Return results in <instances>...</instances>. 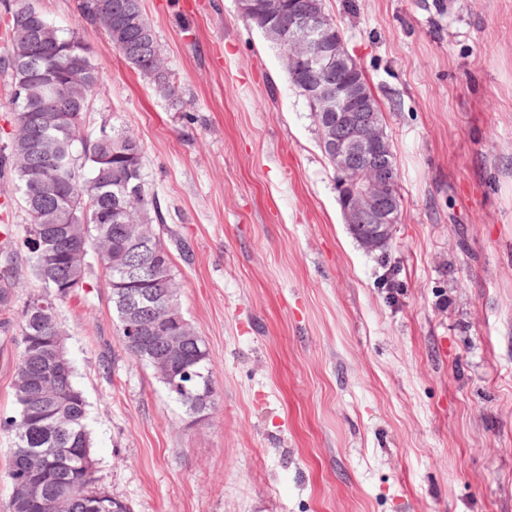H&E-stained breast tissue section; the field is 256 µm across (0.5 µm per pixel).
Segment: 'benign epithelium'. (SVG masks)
Segmentation results:
<instances>
[{
  "label": "benign epithelium",
  "instance_id": "7a95c632",
  "mask_svg": "<svg viewBox=\"0 0 512 512\" xmlns=\"http://www.w3.org/2000/svg\"><path fill=\"white\" fill-rule=\"evenodd\" d=\"M263 12L269 34L287 45L288 65L323 116L344 224L366 251L384 249L400 220L399 172L367 77L317 0H265ZM124 21L135 42L148 45L134 6L125 7Z\"/></svg>",
  "mask_w": 512,
  "mask_h": 512
}]
</instances>
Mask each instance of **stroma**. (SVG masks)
<instances>
[{"mask_svg":"<svg viewBox=\"0 0 512 512\" xmlns=\"http://www.w3.org/2000/svg\"><path fill=\"white\" fill-rule=\"evenodd\" d=\"M83 133L144 150L216 391L191 423L119 337L58 303L97 485L131 512H512V0H325L383 110L401 222L366 252L279 49L237 0H144L181 100L86 24Z\"/></svg>","mask_w":512,"mask_h":512,"instance_id":"35a3bbf8","label":"stroma"}]
</instances>
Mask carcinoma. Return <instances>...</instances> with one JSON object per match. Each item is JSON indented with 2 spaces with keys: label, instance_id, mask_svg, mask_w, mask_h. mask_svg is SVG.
<instances>
[{
  "label": "carcinoma",
  "instance_id": "1",
  "mask_svg": "<svg viewBox=\"0 0 512 512\" xmlns=\"http://www.w3.org/2000/svg\"><path fill=\"white\" fill-rule=\"evenodd\" d=\"M82 19L101 29L108 44L156 90L178 99L179 79L173 72L155 74L151 52L130 54L118 35L116 22L98 9L116 0H78ZM17 0L7 5L4 29L6 48L0 67L24 79V90L10 81L12 129L0 145V178L15 183L24 212L23 239H18L12 202L0 203V333L7 336L18 326L13 341L19 348L13 395L15 412L0 417V430L11 435L9 478L25 479V497L12 490L10 512H130L129 506L94 486L93 450L87 425V404L73 379L67 358L65 330L57 318V303L86 288L95 257L110 288L125 350L139 363L167 358L186 370L181 385L165 375L160 381L170 398L197 416L202 403L215 405L208 349L182 313L179 287L173 273L172 253L161 242L157 251L140 248L126 237H154V222L163 220L160 201L150 193L143 172V149L135 135L122 126L104 125L89 140L83 136L84 115L98 72L82 37L58 28L55 47L30 61L38 42L17 29ZM44 101L71 105L76 120L66 124L39 123L24 134L19 116ZM33 156L42 169L35 180L14 159ZM30 264L43 293L30 297L21 314L14 311L16 289L21 287V262ZM137 269L148 282V295L140 306L150 327L139 341L129 338V302L119 288L124 271ZM181 322L186 338L172 350L156 338L162 314Z\"/></svg>",
  "mask_w": 512,
  "mask_h": 512
}]
</instances>
